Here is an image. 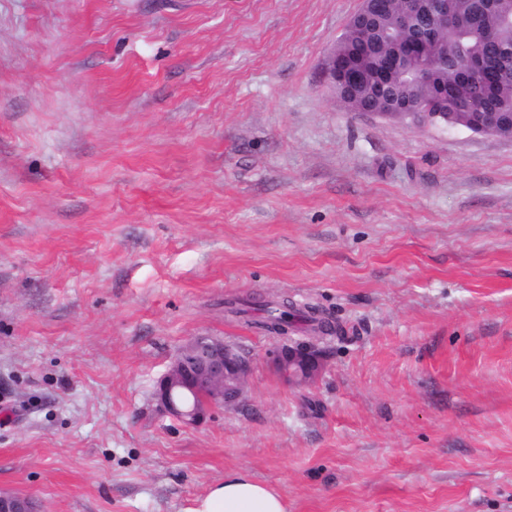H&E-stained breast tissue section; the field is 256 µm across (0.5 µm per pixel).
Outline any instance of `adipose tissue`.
I'll list each match as a JSON object with an SVG mask.
<instances>
[{"label":"adipose tissue","mask_w":512,"mask_h":512,"mask_svg":"<svg viewBox=\"0 0 512 512\" xmlns=\"http://www.w3.org/2000/svg\"><path fill=\"white\" fill-rule=\"evenodd\" d=\"M192 512H288L277 489L236 472L209 487Z\"/></svg>","instance_id":"obj_1"}]
</instances>
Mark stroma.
Segmentation results:
<instances>
[{
  "label": "stroma",
  "mask_w": 512,
  "mask_h": 512,
  "mask_svg": "<svg viewBox=\"0 0 512 512\" xmlns=\"http://www.w3.org/2000/svg\"><path fill=\"white\" fill-rule=\"evenodd\" d=\"M359 0H0V488L37 512H512V140L357 112L322 63ZM337 333L308 386L228 305ZM251 359L197 426L196 335ZM261 306L263 307L261 310L264 316L260 324L269 332L272 327L288 326L289 317H293L294 319L298 316L309 322L317 321V318L314 317L313 314V312H315L313 308H310L307 312L300 311V309L296 307V304L286 295L280 297L278 300L268 301ZM249 371L248 358L233 345L213 336H193L174 355L168 371L158 381L154 397L166 415L195 426L203 422L213 408L238 402ZM176 387L194 394L199 392L205 403L202 407H186L175 399ZM191 512H288V508L275 487L236 472L211 485Z\"/></svg>",
  "instance_id": "obj_1"
}]
</instances>
